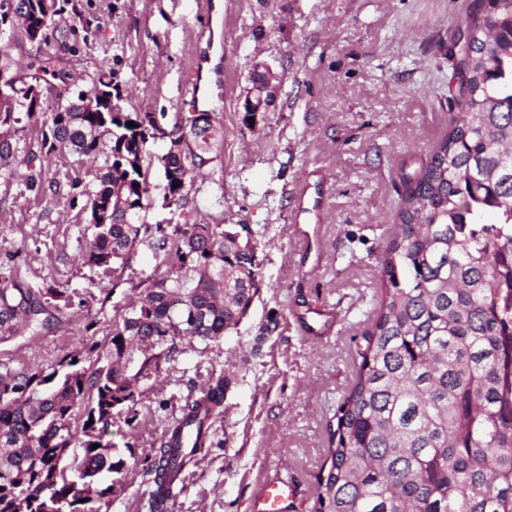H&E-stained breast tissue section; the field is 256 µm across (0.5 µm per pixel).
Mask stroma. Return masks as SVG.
Returning a JSON list of instances; mask_svg holds the SVG:
<instances>
[{
    "mask_svg": "<svg viewBox=\"0 0 512 512\" xmlns=\"http://www.w3.org/2000/svg\"><path fill=\"white\" fill-rule=\"evenodd\" d=\"M70 0L47 38L33 43L0 27L14 75L36 84L31 62L52 56L84 88L112 73L128 111L173 131L190 112L191 54L202 52L211 91L199 102L224 130L218 156L188 182L181 205L162 207L163 177L151 170L144 221L247 225L259 293L237 327L217 341L183 343L159 381L144 388L135 418L116 416L111 439L127 461L120 484L93 512H149L146 470L187 398L211 378L231 384L211 420L206 456L183 475L165 512H250L258 486L281 478L288 512H316L329 467L336 411L352 387L364 334L385 293L379 266L409 175L430 160L459 114L448 39L481 0ZM263 62L280 78L274 106L255 128L242 122L248 75ZM48 116L25 123L15 175L0 176V268L35 294L71 298L37 333L0 344L15 370H53L79 354L95 368L113 319L136 297L128 273L80 267L96 163L50 150ZM40 188L23 184L28 164ZM324 195L319 240L303 247L293 228L302 186Z\"/></svg>",
    "mask_w": 512,
    "mask_h": 512,
    "instance_id": "stroma-1",
    "label": "stroma"
}]
</instances>
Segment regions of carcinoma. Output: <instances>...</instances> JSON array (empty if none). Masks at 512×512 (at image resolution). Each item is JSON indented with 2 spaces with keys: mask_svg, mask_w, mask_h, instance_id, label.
<instances>
[{
  "mask_svg": "<svg viewBox=\"0 0 512 512\" xmlns=\"http://www.w3.org/2000/svg\"><path fill=\"white\" fill-rule=\"evenodd\" d=\"M62 0H0V25L23 17L46 32ZM461 118L409 181L396 210L400 230L380 272L386 292L359 353L355 382L338 407L330 465L319 477L317 512H512V0H483L461 22ZM44 82L68 85L52 57L31 63ZM0 51V173L13 174V142L41 109L43 88L11 75ZM204 120L198 126V120ZM135 126L130 127L128 123ZM190 134V141L183 136ZM51 149L92 156L109 149L88 193L90 237L80 261L90 269H126L144 225L148 140L138 112H128L112 75L80 89L51 114ZM223 141L212 112H190L161 157L165 200H184L187 176ZM245 225L201 224L184 216L158 224L149 247L169 257L165 272L142 280L139 306L112 322L111 346L91 373L75 354L59 369L17 372L0 362V512H80L90 493L103 497L102 475L126 461L105 439L114 402L137 404L156 383L160 363L185 339L218 341L258 291ZM15 287L0 272V341L43 324L51 302ZM230 379H212L169 428L149 473L150 509L171 493L186 455L205 451L207 420L223 404ZM85 407L81 430L72 426ZM81 448L74 456L62 448ZM76 479L70 480L67 471Z\"/></svg>",
  "mask_w": 512,
  "mask_h": 512,
  "instance_id": "obj_1",
  "label": "carcinoma"
}]
</instances>
